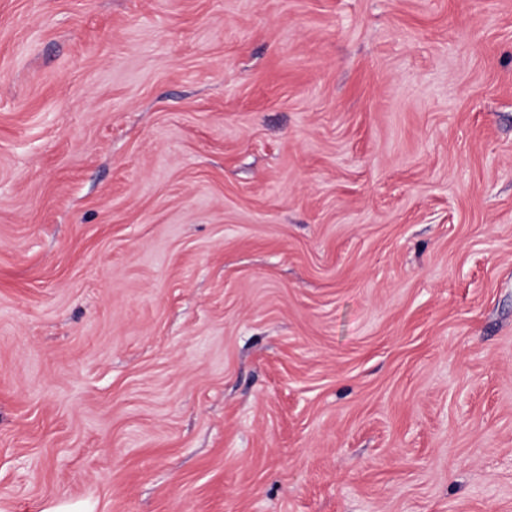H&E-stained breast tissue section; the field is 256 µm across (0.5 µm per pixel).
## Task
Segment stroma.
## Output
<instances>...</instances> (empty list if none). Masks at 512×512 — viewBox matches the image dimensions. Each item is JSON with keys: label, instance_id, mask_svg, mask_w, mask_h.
Instances as JSON below:
<instances>
[{"label": "stroma", "instance_id": "obj_1", "mask_svg": "<svg viewBox=\"0 0 512 512\" xmlns=\"http://www.w3.org/2000/svg\"><path fill=\"white\" fill-rule=\"evenodd\" d=\"M512 512V0H0V512Z\"/></svg>", "mask_w": 512, "mask_h": 512}]
</instances>
